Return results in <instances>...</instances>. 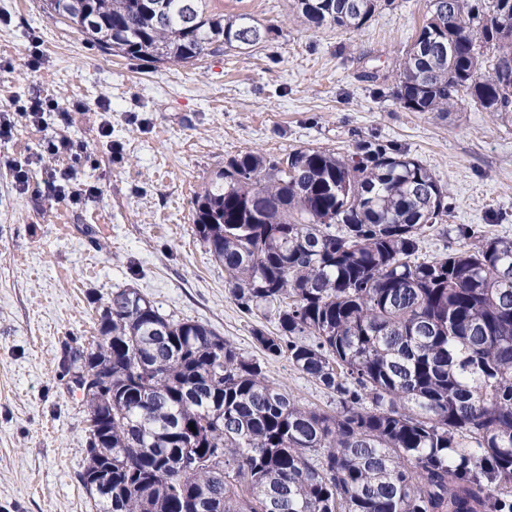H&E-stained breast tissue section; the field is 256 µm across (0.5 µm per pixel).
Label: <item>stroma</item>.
<instances>
[{
    "instance_id": "1",
    "label": "stroma",
    "mask_w": 512,
    "mask_h": 512,
    "mask_svg": "<svg viewBox=\"0 0 512 512\" xmlns=\"http://www.w3.org/2000/svg\"><path fill=\"white\" fill-rule=\"evenodd\" d=\"M225 15L275 26L268 43L169 66L105 54L50 19L43 0H0V512H95L80 483L87 463L82 395L62 349L87 344L96 308L134 288L164 313L207 324L256 354L253 322L224 269L194 232L192 199L210 173L248 151L298 147L352 154L359 140L401 147L448 188L450 212L421 255L446 253L457 224L512 237V120L472 107L409 112L388 76L428 0H395L358 32L313 29L288 0H223ZM39 37L38 67L25 65ZM381 82L365 81L368 72ZM41 95L57 111L40 125L17 107ZM83 111H72L73 103ZM109 136H101V121ZM82 141L79 157L41 153L44 139ZM29 163L19 189L13 162ZM94 187L80 203L48 188L51 170ZM266 374L307 405L331 396L272 360Z\"/></svg>"
}]
</instances>
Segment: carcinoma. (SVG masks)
Returning <instances> with one entry per match:
<instances>
[{
    "instance_id": "cac0c4a2",
    "label": "carcinoma",
    "mask_w": 512,
    "mask_h": 512,
    "mask_svg": "<svg viewBox=\"0 0 512 512\" xmlns=\"http://www.w3.org/2000/svg\"><path fill=\"white\" fill-rule=\"evenodd\" d=\"M213 0H45L129 60L193 65L274 28ZM393 75L408 112L467 103L512 118V0H428ZM393 0H292L310 24L355 32ZM448 190L409 153L360 141L349 158L253 151L194 198L196 235L224 268L261 356L135 288L66 351L83 383L97 512H512V239L471 224L418 256ZM333 395L303 405L265 361ZM112 467V492L89 477Z\"/></svg>"
}]
</instances>
